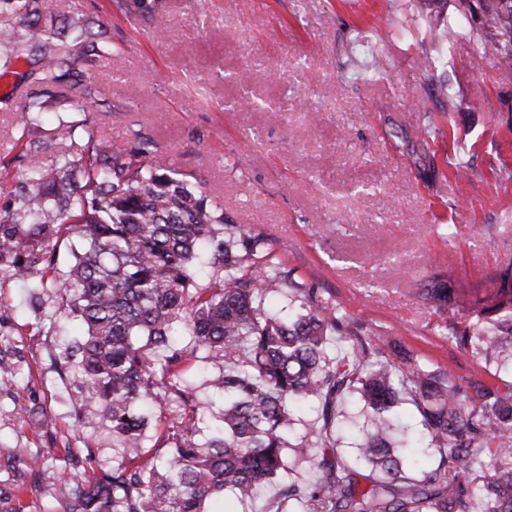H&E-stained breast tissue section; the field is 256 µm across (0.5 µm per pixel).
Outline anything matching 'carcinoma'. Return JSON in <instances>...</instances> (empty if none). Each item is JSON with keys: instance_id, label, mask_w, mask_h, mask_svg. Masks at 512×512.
I'll return each instance as SVG.
<instances>
[{"instance_id": "obj_1", "label": "carcinoma", "mask_w": 512, "mask_h": 512, "mask_svg": "<svg viewBox=\"0 0 512 512\" xmlns=\"http://www.w3.org/2000/svg\"><path fill=\"white\" fill-rule=\"evenodd\" d=\"M420 15L440 45L455 27L443 0H419ZM479 15V38L493 39L498 65L512 70V0H460ZM21 45L0 64L40 52L29 78L34 93L20 125H38V98L73 77L66 57L85 48L112 52L103 22L77 14L57 29L26 10ZM59 164L45 167L40 151L24 152V167L0 208V282L19 280L32 295L55 289L64 313L81 321L59 359L78 367L83 399L110 423L119 460L85 466L92 450L67 448L62 461L65 512H209L233 495L251 500L262 485L293 471L291 460L315 466L311 478L282 486L269 512H512V385L475 397L455 376L392 360L336 305L302 287L264 239L207 209L183 173L148 166L121 143L92 137L73 142ZM288 299V313L267 300ZM419 298L438 311L460 302L446 274L426 277ZM464 329L452 333L497 377L512 360V268L493 293L478 300ZM352 342L329 354L334 335ZM23 349L0 350V373L12 375ZM215 366L209 386L224 399L216 423L194 400L192 370ZM366 410L357 461L338 448L346 399ZM176 408L170 431L147 451L153 417L139 406ZM314 415L292 439L295 405ZM417 412L422 437L438 464L416 473L407 444L392 439L401 405ZM0 497L36 481L39 457L10 459Z\"/></svg>"}]
</instances>
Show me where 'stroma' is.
Instances as JSON below:
<instances>
[{"label":"stroma","instance_id":"35a3bbf8","mask_svg":"<svg viewBox=\"0 0 512 512\" xmlns=\"http://www.w3.org/2000/svg\"><path fill=\"white\" fill-rule=\"evenodd\" d=\"M417 0H33L46 16L100 18L116 51L95 58L81 80L108 108L89 112L80 87L47 99L42 128L75 120L51 162L71 142L104 137L142 150L148 165L181 170L208 208L223 211L270 245L304 287L336 304L383 352L399 347L425 369H449L466 387L512 383L487 374L460 348L451 328L498 286L512 267V71L499 69L490 42H477L475 18L458 0L455 41L434 45ZM481 65H474L475 50ZM384 67L358 75L366 52ZM433 60L430 72L419 56ZM454 103H447L443 89ZM33 86L22 75L0 80V168L17 173L22 111ZM441 134L422 149L418 104ZM471 160L459 177L455 154ZM447 272L459 308L435 311L420 300L426 274ZM10 323L0 345H20L25 362L0 377L1 464L43 458L39 490L0 503V512H63L60 459L91 447L96 461L117 457L108 423L79 422L80 376L56 360L82 326L59 314L53 289L32 299L20 283L0 285ZM43 406L52 420L20 417Z\"/></svg>","mask_w":512,"mask_h":512}]
</instances>
